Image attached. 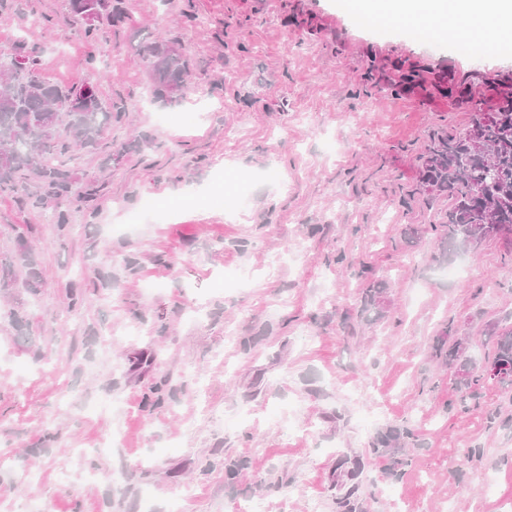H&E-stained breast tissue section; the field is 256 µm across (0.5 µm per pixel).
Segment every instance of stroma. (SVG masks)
Returning a JSON list of instances; mask_svg holds the SVG:
<instances>
[{
    "instance_id": "obj_1",
    "label": "stroma",
    "mask_w": 512,
    "mask_h": 512,
    "mask_svg": "<svg viewBox=\"0 0 512 512\" xmlns=\"http://www.w3.org/2000/svg\"><path fill=\"white\" fill-rule=\"evenodd\" d=\"M124 5L89 34L68 0H0V49L26 42L44 77L125 106L107 135L119 160L69 163L68 224L0 194V263L25 237L43 278L34 296L0 291V512H166L178 494L184 512H308L314 495L336 512L333 475L356 465L362 512H501L512 388L461 397L434 346L464 336L475 365L491 355L487 324L512 325V250L444 262L429 228L450 201L416 191L429 137L471 114L362 77L373 58L468 72L512 55L346 0ZM160 34L191 71L167 105L143 58ZM372 277L387 284L374 322ZM189 368L205 397L178 390ZM391 428L414 434L402 468L369 451ZM386 284L376 282L370 288H367L363 296L362 312H373L375 320L385 317L386 310Z\"/></svg>"
}]
</instances>
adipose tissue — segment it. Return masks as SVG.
<instances>
[{
  "label": "adipose tissue",
  "mask_w": 512,
  "mask_h": 512,
  "mask_svg": "<svg viewBox=\"0 0 512 512\" xmlns=\"http://www.w3.org/2000/svg\"><path fill=\"white\" fill-rule=\"evenodd\" d=\"M353 8L378 17H395L411 22L427 18L442 29L458 28L467 42L512 37V0H382L371 7L370 0H351Z\"/></svg>",
  "instance_id": "adipose-tissue-1"
}]
</instances>
